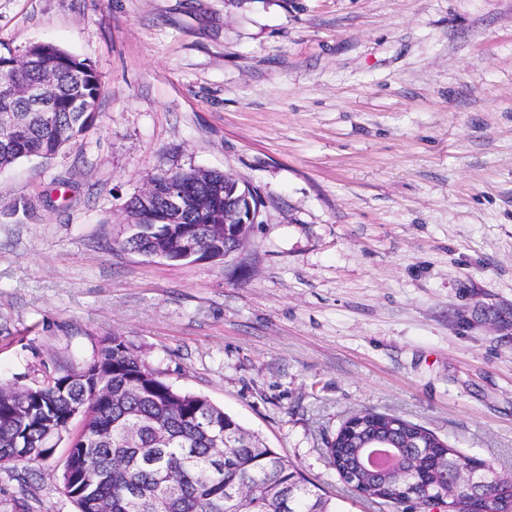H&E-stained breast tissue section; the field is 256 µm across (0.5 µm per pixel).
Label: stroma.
<instances>
[{
    "instance_id": "stroma-1",
    "label": "stroma",
    "mask_w": 512,
    "mask_h": 512,
    "mask_svg": "<svg viewBox=\"0 0 512 512\" xmlns=\"http://www.w3.org/2000/svg\"><path fill=\"white\" fill-rule=\"evenodd\" d=\"M37 42L102 94L78 144L0 171V378L126 337L343 512H384L325 456L366 408L512 477V0H0V52ZM171 169L256 191L233 260L118 248ZM65 456L0 491L75 512Z\"/></svg>"
}]
</instances>
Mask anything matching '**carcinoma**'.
<instances>
[{"instance_id": "obj_1", "label": "carcinoma", "mask_w": 512, "mask_h": 512, "mask_svg": "<svg viewBox=\"0 0 512 512\" xmlns=\"http://www.w3.org/2000/svg\"><path fill=\"white\" fill-rule=\"evenodd\" d=\"M0 56V80L24 84L52 74L49 95L56 111L53 124L32 126L16 134L11 149H0V169L22 158H51L93 127L102 93L93 65L50 42L35 47V62L27 67L12 64L9 52ZM76 68L84 74L78 88L71 77ZM178 177L190 191L209 193L221 205L231 195L221 172H210L207 183L198 170H180ZM206 218L192 202L181 223L158 224L155 232L130 235L119 247L159 253L174 262L179 241L191 236L202 255L212 258L234 238L216 236ZM82 369L88 373L84 381L69 367L44 375L28 402L18 399L9 383H0V460L24 468L47 461L55 453L50 437L71 430L69 419L80 413L67 448L76 465L67 481L77 512H100L101 501L109 512H341L317 485L222 408L163 380L124 337H103ZM100 379L108 391L96 388ZM365 412L370 426L397 424L391 443L399 449L409 480L416 479L406 458L411 436L421 437L441 455L465 457L418 423L375 409ZM368 439L345 428L327 441L328 463L339 476L356 470L358 450ZM239 488L251 494L235 503L231 493ZM403 502L424 512L448 510V501L438 495L422 503ZM492 512H512V484H501Z\"/></svg>"}]
</instances>
